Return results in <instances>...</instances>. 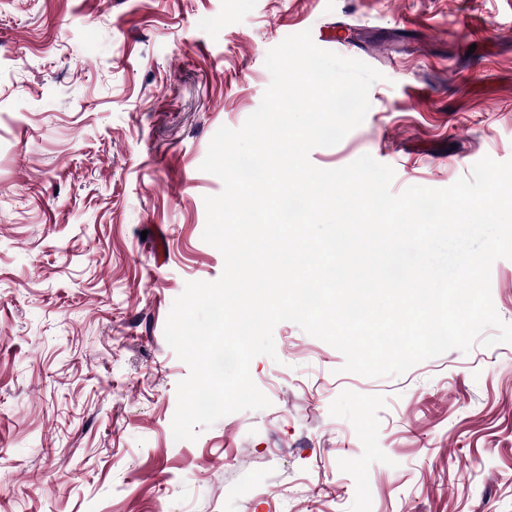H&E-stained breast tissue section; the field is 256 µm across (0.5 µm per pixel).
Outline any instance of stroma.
Returning <instances> with one entry per match:
<instances>
[{
  "mask_svg": "<svg viewBox=\"0 0 512 512\" xmlns=\"http://www.w3.org/2000/svg\"><path fill=\"white\" fill-rule=\"evenodd\" d=\"M305 30L383 75L316 167L512 159V0H0V512H512V344L367 378L282 322L269 407L173 438L165 324L224 269L201 164Z\"/></svg>",
  "mask_w": 512,
  "mask_h": 512,
  "instance_id": "obj_1",
  "label": "stroma"
}]
</instances>
